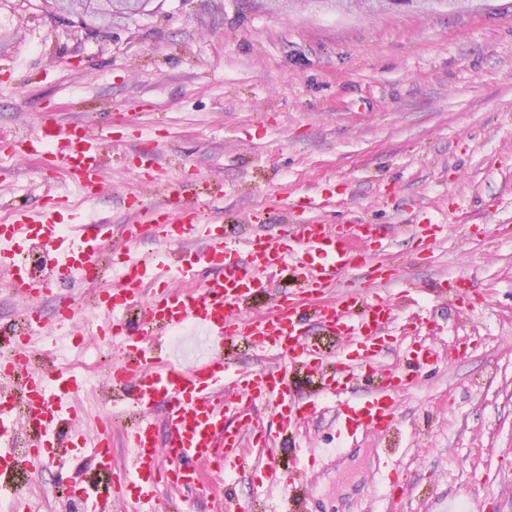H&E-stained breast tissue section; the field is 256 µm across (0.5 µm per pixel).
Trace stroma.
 Wrapping results in <instances>:
<instances>
[{
    "instance_id": "35a3bbf8",
    "label": "stroma",
    "mask_w": 512,
    "mask_h": 512,
    "mask_svg": "<svg viewBox=\"0 0 512 512\" xmlns=\"http://www.w3.org/2000/svg\"><path fill=\"white\" fill-rule=\"evenodd\" d=\"M54 104L58 120L109 125L122 140L101 145L92 218L126 223L133 190L149 205L204 199L231 242L270 197L330 189L344 204L329 221L391 227L402 279L379 291L398 316L378 365L413 381L396 431L340 434L322 387L345 341L310 322L325 363L288 379L317 413L286 431L259 409L265 455L220 481L198 464V492L162 490L160 512H209L221 496L229 512H284L295 492L315 512H426L470 494L483 512H512V0L349 13L313 0L286 12L267 0H151L96 37L41 0H0V137L24 134ZM158 129L170 183L184 167L200 173L172 194L140 184L130 159ZM40 174L25 161L0 177V207L41 209ZM409 215L446 225V237L421 250ZM443 276L467 278L474 293L438 296ZM417 345L434 363L415 360ZM298 448L342 454L298 491L261 481L269 463L293 469ZM390 459L411 484L395 506L373 475Z\"/></svg>"
}]
</instances>
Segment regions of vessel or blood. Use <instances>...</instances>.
Instances as JSON below:
<instances>
[{
	"label": "vessel or blood",
	"instance_id": "1",
	"mask_svg": "<svg viewBox=\"0 0 512 512\" xmlns=\"http://www.w3.org/2000/svg\"><path fill=\"white\" fill-rule=\"evenodd\" d=\"M103 138V131L90 124L62 123L49 112L28 133L0 144L2 159L41 161V184L51 199L38 213L14 210L0 221V282L24 301L12 335L26 370L20 384L27 401L25 412L13 408L19 382L12 366L0 365V485L48 454L59 472H66L73 451L87 448L95 469L110 474L111 481L104 493L86 498V512H111L114 502L128 498L141 504V512H158L159 488L196 485L195 462L213 464L220 477L246 461L249 446H265L261 429L247 440L231 428L229 421L242 404L272 407L285 426L304 420L309 410L292 396L288 370L320 366L325 358L306 339L307 315L300 300L285 299L259 318L246 315L253 296L266 293L273 275L283 272L301 280L308 293L321 295V327L344 336L348 344L324 392L340 395L358 376L375 383L366 400L337 410L345 433L393 432L396 396L410 381L397 368L376 364L379 332L395 316L393 304L377 291L398 280L383 255L388 244L381 226L327 223L323 213L332 207V198L309 196L289 206L288 220L276 234L268 231L263 211H253L249 233L231 249L220 225L207 217V203L148 208L130 192L124 204L134 218L115 229L108 221L90 219L57 189L61 183L72 186L86 203L99 198ZM115 235L122 245L112 253L114 283L103 287L99 263L106 241ZM361 238L377 242V252L352 248L351 240ZM146 241L154 243V250L139 253ZM27 247L47 252L40 270L21 264L19 255ZM363 269L373 276L372 289H344V275ZM63 279L90 286L94 305L104 315L96 333L119 339L122 350L107 377L112 414L99 419L91 441L71 418L70 402L82 380L56 364L54 355L29 352L31 337L47 340L78 329L75 300H61L52 319L41 315V297ZM189 326L206 334L209 348L185 363L173 359L168 338ZM229 336H244L257 350L287 355L288 367L235 368L224 356ZM127 414L135 421L124 432L127 455L116 472L110 432L114 417ZM20 433L27 450L21 460L12 450Z\"/></svg>",
	"mask_w": 512,
	"mask_h": 512
}]
</instances>
